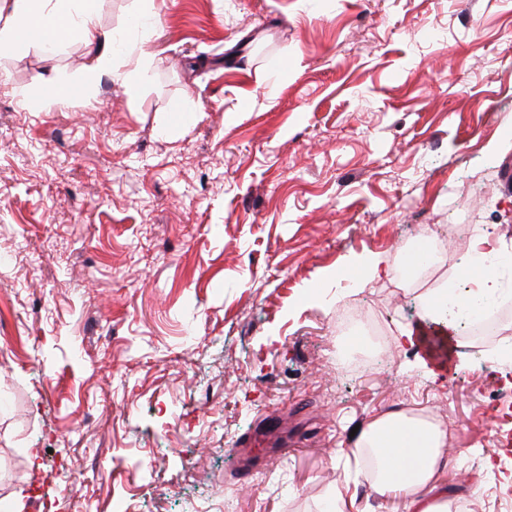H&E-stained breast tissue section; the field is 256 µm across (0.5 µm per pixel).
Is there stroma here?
<instances>
[{"mask_svg": "<svg viewBox=\"0 0 512 512\" xmlns=\"http://www.w3.org/2000/svg\"><path fill=\"white\" fill-rule=\"evenodd\" d=\"M121 38L0 47V512H324L350 433L448 428V497L512 512V374L393 344L340 374L336 306L392 337L406 235L512 242V0H99ZM151 58L146 81L139 63ZM80 96L31 111L37 75ZM362 318L367 319L372 327L375 336H379L381 345L385 348L389 344L388 330L383 325L378 314L370 313L364 314L359 304L354 302L353 304L348 303L345 305L336 316V328L339 329L345 335H353L357 333L359 328V322ZM384 348H381L377 357L371 363H358L354 365H339L342 372L346 373H365L386 362V352Z\"/></svg>", "mask_w": 512, "mask_h": 512, "instance_id": "obj_1", "label": "stroma"}]
</instances>
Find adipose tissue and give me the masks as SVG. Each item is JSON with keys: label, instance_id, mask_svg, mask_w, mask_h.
I'll list each match as a JSON object with an SVG mask.
<instances>
[{"label": "adipose tissue", "instance_id": "obj_1", "mask_svg": "<svg viewBox=\"0 0 512 512\" xmlns=\"http://www.w3.org/2000/svg\"><path fill=\"white\" fill-rule=\"evenodd\" d=\"M69 0H7L8 14L0 24V44L21 50L46 52L59 47V40L44 41L33 36L36 27L52 23L65 37L78 36L96 46L87 67L88 78L111 73L116 49L109 31L95 22L96 0H79V14H72ZM467 274L473 287L459 294L454 279L420 294V320L401 329L405 344L423 349V363L445 371L465 365L464 354L449 352L447 360L425 351L424 338L434 328L446 341H453L457 322L453 309L465 310L512 296V249L499 244L487 262L470 265ZM448 433L424 413L401 408L373 416L357 433L355 446L366 452L372 468L366 478L377 495L399 491L403 512H448Z\"/></svg>", "mask_w": 512, "mask_h": 512}]
</instances>
